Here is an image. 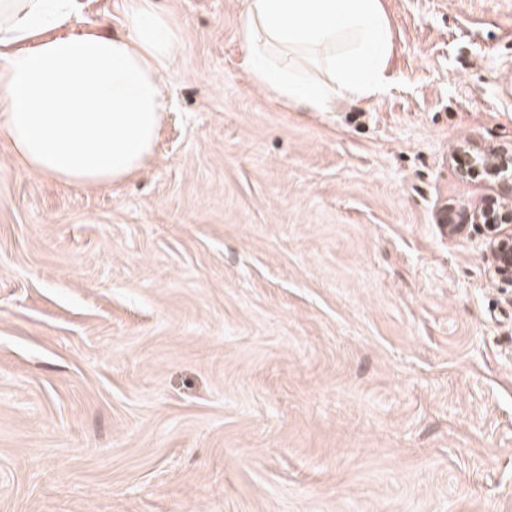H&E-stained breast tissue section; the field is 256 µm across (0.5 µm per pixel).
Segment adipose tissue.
<instances>
[{"mask_svg":"<svg viewBox=\"0 0 512 512\" xmlns=\"http://www.w3.org/2000/svg\"><path fill=\"white\" fill-rule=\"evenodd\" d=\"M81 0H0V138L24 171L60 184L119 185L154 154L165 76L182 56L177 21L155 0H124L117 28L79 29ZM250 80L308 112L382 94L391 31L382 0H247ZM316 52L323 79L274 64L267 48Z\"/></svg>","mask_w":512,"mask_h":512,"instance_id":"1","label":"adipose tissue"}]
</instances>
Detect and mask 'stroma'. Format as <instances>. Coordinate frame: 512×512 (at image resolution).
Returning <instances> with one entry per match:
<instances>
[{
  "mask_svg": "<svg viewBox=\"0 0 512 512\" xmlns=\"http://www.w3.org/2000/svg\"><path fill=\"white\" fill-rule=\"evenodd\" d=\"M158 2L141 175L0 140V512H512L499 189L456 155L512 146V0H383L392 81L326 114L249 80L245 0Z\"/></svg>",
  "mask_w": 512,
  "mask_h": 512,
  "instance_id": "35a3bbf8",
  "label": "stroma"
}]
</instances>
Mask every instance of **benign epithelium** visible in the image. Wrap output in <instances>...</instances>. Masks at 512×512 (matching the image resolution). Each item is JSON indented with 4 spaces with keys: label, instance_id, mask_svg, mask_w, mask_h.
<instances>
[{
    "label": "benign epithelium",
    "instance_id": "obj_1",
    "mask_svg": "<svg viewBox=\"0 0 512 512\" xmlns=\"http://www.w3.org/2000/svg\"><path fill=\"white\" fill-rule=\"evenodd\" d=\"M468 165L462 168L466 176L479 177L503 189L512 191V149L499 146L481 149L474 145L460 148ZM468 220L482 227L486 251L491 261L493 279L512 285V195H492L471 211Z\"/></svg>",
    "mask_w": 512,
    "mask_h": 512
}]
</instances>
